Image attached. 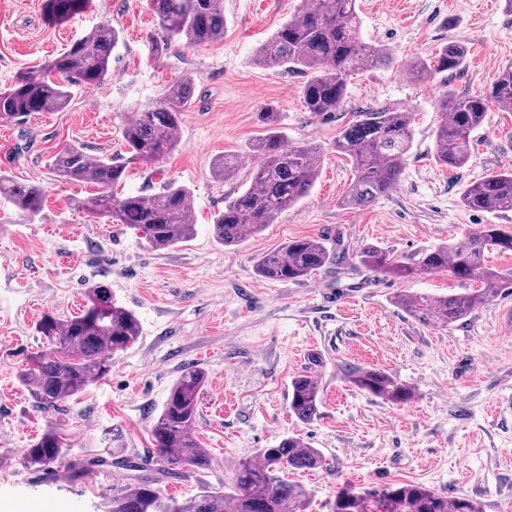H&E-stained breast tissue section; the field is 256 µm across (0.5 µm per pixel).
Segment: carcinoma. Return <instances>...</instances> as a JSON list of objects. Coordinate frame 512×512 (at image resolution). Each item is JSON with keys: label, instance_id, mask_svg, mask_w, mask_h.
<instances>
[{"label": "carcinoma", "instance_id": "obj_1", "mask_svg": "<svg viewBox=\"0 0 512 512\" xmlns=\"http://www.w3.org/2000/svg\"><path fill=\"white\" fill-rule=\"evenodd\" d=\"M156 28L147 41L148 55L159 59L174 43L186 48L224 40V0H147ZM120 32L99 24L74 40L63 52L43 64L20 72L12 85L0 88V119L25 118L34 112L67 107L73 92L103 82L109 72L112 51ZM468 54L461 41L443 44L435 53L418 57L406 75L430 83L443 72L458 68ZM390 49L365 41L360 32L356 0H302L298 12L284 22L256 52L261 66L284 67L307 76L303 87L306 109L316 115L337 111L346 96L349 78L365 69L392 63ZM195 80L184 75L172 83L157 101L140 107L123 127L126 156L102 158L80 146L65 145L51 158L49 169L59 182L93 188L74 206L95 217L111 218L142 232L147 245L167 250L188 241L195 230L191 190L164 183L150 195L118 197L128 167L154 163L180 145V116L191 104ZM512 109V61L499 68L487 92L455 95L444 91L438 103L442 119L435 130V157L449 169L465 166L472 153V134L482 125L489 103ZM412 113L385 108L361 112L346 124L333 149L352 162L355 178L343 202L364 206L388 194L398 183L412 148ZM256 164L248 187L224 201L212 219V235L221 245L234 246L246 236L262 231L288 208L308 196L320 172L322 148L316 144L285 147L278 130L271 131L252 148ZM241 161L224 155L212 165L217 183L237 177ZM0 197L19 211L36 216L41 212L42 188L0 175ZM462 204L473 210H512V168L501 170L471 184ZM512 252V230L485 224L459 239L421 253L417 267L406 266L383 248L368 245L358 252L359 264L377 275L408 277L419 268L430 273L448 272L461 281H478L481 287L463 294L431 296L400 293L395 303L425 325L451 328L476 308L512 287V275L486 266V253ZM331 253L322 239L300 237L257 261L256 274L270 281H297L323 268ZM47 346L19 374L37 407L56 411L61 404L83 393L106 376L112 357L132 348L141 336L136 313L120 304L110 288L89 289L83 314L63 320L52 313L38 324ZM350 382L360 391L392 404H406L412 390L379 368L353 370ZM206 372L184 371L170 387L152 426L155 467L143 465L134 450L105 458L93 456L79 462L67 460L63 434L51 427L23 453L24 463L34 468L63 467L72 479L111 463L128 471L129 483L110 497L109 512H304L306 490L288 479L293 470L316 468L322 454L298 437H286L259 450L258 459L245 460L235 468L230 492L203 489L178 501L155 488L161 478L178 479L185 472L205 469L210 453L196 434L198 400L206 384ZM320 385L311 374H298L290 382L289 412L302 424L318 414ZM331 512H478L468 498L452 501L419 484H399L382 490L336 493Z\"/></svg>", "mask_w": 512, "mask_h": 512}]
</instances>
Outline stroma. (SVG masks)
Returning a JSON list of instances; mask_svg holds the SVG:
<instances>
[{
  "mask_svg": "<svg viewBox=\"0 0 512 512\" xmlns=\"http://www.w3.org/2000/svg\"><path fill=\"white\" fill-rule=\"evenodd\" d=\"M300 4L224 0L223 41L176 44L154 60L146 37L155 21L144 0H87L68 17L49 11L47 0H0V86L94 25L109 24L122 38L104 83L76 91L67 109L0 120V174L40 182L45 192L34 217L0 205V503L11 512H44L49 504L55 512H109L119 486L111 468L75 481L25 466L24 449L53 426L70 456L100 455L116 444L152 462L150 428L170 386L193 366L207 374L196 432L212 462L159 482L164 495L231 491L239 462L297 436L325 459L294 475L308 493L307 512H330L346 485L363 491L399 483L469 498L481 512H512V410L500 405L512 393V293L452 329L431 327L396 307L395 295L460 294L463 283L448 273L378 276L356 258L371 244L410 263L480 225L512 228V211H476L461 202L468 185L512 167V111L489 105L464 168L448 169L434 156L439 94H478L495 81L512 59V13L504 0H358L362 37L385 45L394 61L353 76L340 109L318 116L304 106V74L251 61ZM452 40L469 48L460 70L428 84L406 77L411 61ZM187 72L195 90L181 115L179 148L133 168L121 186L145 196L168 181L191 189L193 238L155 251L125 225L74 209L88 186L56 181L49 160L67 143L93 156H123L133 107L152 103ZM269 105L280 112L286 145L324 147L319 178L274 224L239 245H220L211 218L228 193L249 185L251 148L270 132L261 117ZM381 108L412 114L413 144L400 180L365 206L343 205L353 168L330 146L355 113ZM226 154L243 166L236 180L218 184L210 168ZM306 236L326 239L342 263L301 281L256 275L263 254ZM97 283L135 311L141 337L113 357L103 381L59 410L41 411L17 377L42 347L37 324L49 311L63 319L82 314ZM312 353L323 360L320 403L316 418L303 424L288 410V389ZM373 366L410 387L413 399L393 405L350 383L349 370Z\"/></svg>",
  "mask_w": 512,
  "mask_h": 512,
  "instance_id": "35a3bbf8",
  "label": "stroma"
}]
</instances>
